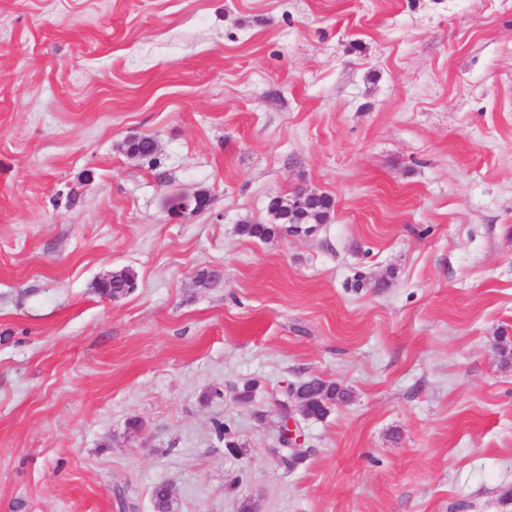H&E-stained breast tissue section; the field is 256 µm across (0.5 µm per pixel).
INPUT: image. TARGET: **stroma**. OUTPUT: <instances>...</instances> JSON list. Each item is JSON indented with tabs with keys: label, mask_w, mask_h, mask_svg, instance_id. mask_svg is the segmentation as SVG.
I'll use <instances>...</instances> for the list:
<instances>
[{
	"label": "stroma",
	"mask_w": 512,
	"mask_h": 512,
	"mask_svg": "<svg viewBox=\"0 0 512 512\" xmlns=\"http://www.w3.org/2000/svg\"><path fill=\"white\" fill-rule=\"evenodd\" d=\"M502 335L512 0H0V512H512ZM315 193L303 191L301 197L295 199L290 203L296 195L297 191H293L286 195L277 194L270 198L269 205L272 206L271 210L277 211V217L272 216L271 224H243L240 225L239 233L247 236L249 238L258 239L260 241H269L275 237H277L282 231L288 232L289 227L288 223V206H289V217L293 213V211L300 210L303 205L305 199L313 196ZM334 201L333 199L325 194H317L311 197L306 203V221L308 224H322L328 217L329 213L333 209ZM269 210V207H268ZM269 210V213L270 211ZM301 387L302 399L309 417L323 418L330 407L348 401L350 393L333 382L310 380ZM292 395L289 392L287 399L279 404L280 408V443L284 448H293L299 444L301 436H297L298 424L293 417L290 405Z\"/></svg>",
	"instance_id": "obj_1"
}]
</instances>
